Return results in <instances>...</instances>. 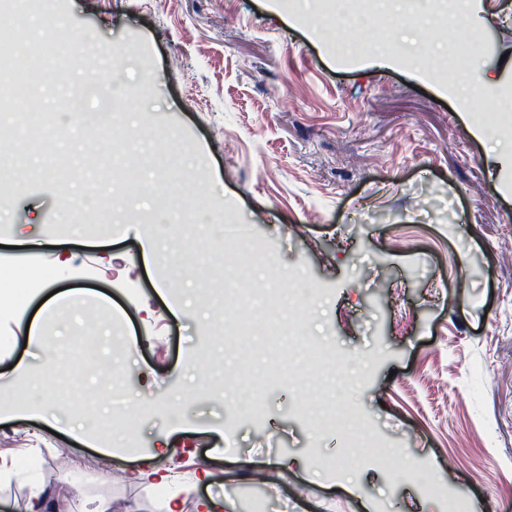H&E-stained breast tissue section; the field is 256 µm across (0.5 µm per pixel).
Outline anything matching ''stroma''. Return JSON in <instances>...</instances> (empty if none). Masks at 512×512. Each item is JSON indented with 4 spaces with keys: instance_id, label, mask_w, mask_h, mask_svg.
<instances>
[{
    "instance_id": "stroma-1",
    "label": "stroma",
    "mask_w": 512,
    "mask_h": 512,
    "mask_svg": "<svg viewBox=\"0 0 512 512\" xmlns=\"http://www.w3.org/2000/svg\"><path fill=\"white\" fill-rule=\"evenodd\" d=\"M470 4L495 86L462 109L437 75L455 20L363 25L340 56L334 26L271 0H0L65 74L0 121V264L31 299L0 308V512L35 484L58 512H160L129 473L162 437L171 491L213 474L181 512H512V166L486 121L512 0ZM104 72L108 112L83 92ZM228 209L245 275L208 236ZM59 288L82 301L46 351L25 329ZM356 431L396 456L347 465Z\"/></svg>"
}]
</instances>
